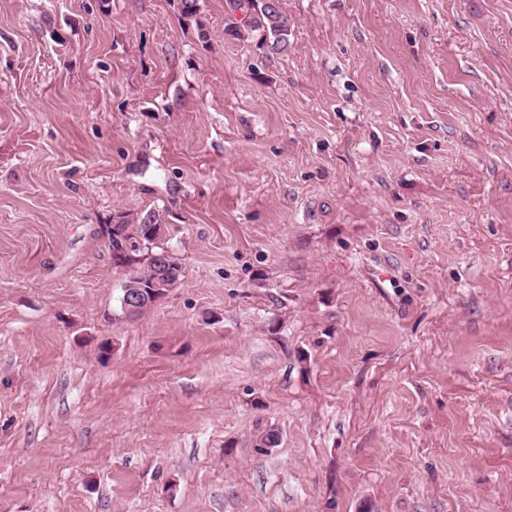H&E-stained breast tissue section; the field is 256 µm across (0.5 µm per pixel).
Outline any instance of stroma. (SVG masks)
Instances as JSON below:
<instances>
[{
    "label": "stroma",
    "instance_id": "1",
    "mask_svg": "<svg viewBox=\"0 0 512 512\" xmlns=\"http://www.w3.org/2000/svg\"><path fill=\"white\" fill-rule=\"evenodd\" d=\"M286 3L0 0V512H512V0ZM269 1H275V6ZM231 18L236 13L242 15L241 26L232 22L225 28V33L234 38H241L243 32L253 39L256 48L265 53L277 54L285 51L293 33V21L282 0H228ZM155 218V214H149L142 218L139 224H132L126 213L118 212L112 216V230L110 231L112 262L114 267L129 272L123 288L130 281H139L143 282L145 292L150 293L151 282L158 274H161L160 277L170 284L171 288L182 277V266L171 261L169 255L165 258L166 262L162 264V267L153 262H142L135 259V257L142 256L147 259L150 254L163 255L166 253L164 248L155 244V241L161 236V227L154 222ZM127 255L130 256L127 257ZM123 288L120 306L122 312L127 316L122 307Z\"/></svg>",
    "mask_w": 512,
    "mask_h": 512
}]
</instances>
